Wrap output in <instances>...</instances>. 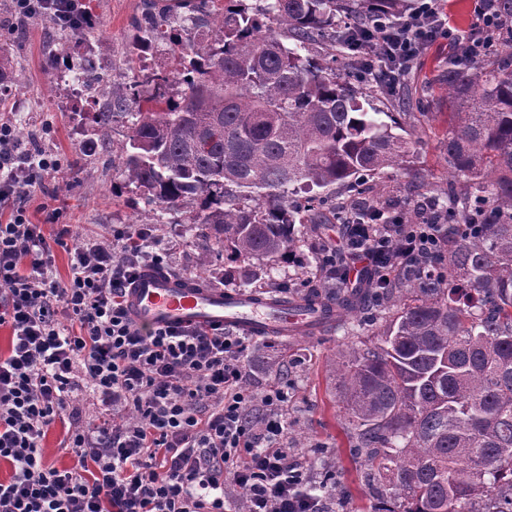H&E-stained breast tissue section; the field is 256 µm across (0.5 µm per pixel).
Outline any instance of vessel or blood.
<instances>
[{
	"instance_id": "obj_1",
	"label": "vessel or blood",
	"mask_w": 512,
	"mask_h": 512,
	"mask_svg": "<svg viewBox=\"0 0 512 512\" xmlns=\"http://www.w3.org/2000/svg\"><path fill=\"white\" fill-rule=\"evenodd\" d=\"M129 314L141 327L195 325L236 329L250 336L313 330L321 307L273 304L237 291L203 288L170 273L146 269L127 296Z\"/></svg>"
}]
</instances>
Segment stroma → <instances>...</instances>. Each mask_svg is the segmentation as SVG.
I'll return each mask as SVG.
<instances>
[{"label": "stroma", "instance_id": "35a3bbf8", "mask_svg": "<svg viewBox=\"0 0 512 512\" xmlns=\"http://www.w3.org/2000/svg\"><path fill=\"white\" fill-rule=\"evenodd\" d=\"M90 8L91 33L76 38L71 55L54 61L49 60L48 49L59 43L60 35L51 23L31 21L16 30L6 23L0 25V31L13 35L8 45L9 64L22 72L20 88L9 97L16 128L24 139L40 134V147L64 161L62 174L48 181L30 202V217L40 224L48 210H57L60 223L71 225L80 237H105L113 224L154 225L171 249L169 272L185 279L199 278L200 241L189 222L188 209L147 213L138 191L124 178V128H114L111 143L95 142L90 121L95 110L92 99L73 91L64 95L49 91L54 70L68 69L80 60L111 66L112 81L117 85L157 68L172 72L179 67L178 56L165 44L148 56L129 54V46L139 35L135 21L142 11L141 0H91ZM455 45L452 39L429 43L407 70L401 86L390 94L379 93L373 80L351 75V82L372 96L377 108L394 113L411 132L407 163L368 179L363 191L366 196L398 198L407 212L427 202L447 207L452 170L444 140L452 106L444 73ZM303 218L297 227L296 251L289 259L275 261L271 278L257 281V288L288 298L299 291L316 294L305 273L319 267L322 247L335 242L337 227L312 223L308 211ZM394 312L388 305L314 334L257 337L244 359L255 389L288 377V437L295 454L305 459L313 472L327 467L336 471L345 488L344 494L329 501V512H372L361 488L362 459L353 452L355 438L336 398L334 364L358 341H378ZM73 406L78 417L58 420L44 441L48 459L61 469L73 464L64 445L77 420L103 418L98 406L85 396H75Z\"/></svg>", "mask_w": 512, "mask_h": 512}]
</instances>
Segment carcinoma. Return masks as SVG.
Listing matches in <instances>:
<instances>
[{"label": "carcinoma", "instance_id": "obj_1", "mask_svg": "<svg viewBox=\"0 0 512 512\" xmlns=\"http://www.w3.org/2000/svg\"><path fill=\"white\" fill-rule=\"evenodd\" d=\"M260 2L184 0V20L211 26L200 45L143 0L149 27L137 25L129 53L167 42L180 69L99 83L104 104L92 116L104 143L126 128L124 173L147 211L193 206L200 263L231 253L243 266L224 278L244 287L296 248L298 194L314 209L325 204L314 188L358 187L411 152L402 126L375 119L336 72L338 48L369 43L381 54L372 21L397 23L404 0ZM315 42L329 53L314 57ZM399 67L388 59L375 73L380 90ZM446 81L457 111L445 151L467 185L448 188L444 212L405 223L442 225L448 253L358 296L332 287L319 300L338 317L399 303L380 342L336 360L363 487L385 505L375 512H512V36L492 64L448 60ZM314 219L393 223L374 199Z\"/></svg>", "mask_w": 512, "mask_h": 512}]
</instances>
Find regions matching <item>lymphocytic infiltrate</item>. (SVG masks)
Here are the masks:
<instances>
[{
  "label": "lymphocytic infiltrate",
  "instance_id": "1",
  "mask_svg": "<svg viewBox=\"0 0 512 512\" xmlns=\"http://www.w3.org/2000/svg\"><path fill=\"white\" fill-rule=\"evenodd\" d=\"M13 15L62 29L91 20L86 0H11ZM388 56L413 63L447 35L434 0H421L401 25L376 18ZM63 161L23 142L0 114V512H229L224 488L245 493L243 512H327L334 486L316 481L288 441V386L256 392L245 337L222 328L138 327L126 296L138 273L165 269L169 251L152 225H111L109 243L77 238L58 212L45 234L27 210ZM432 224H347L325 264L390 280L411 257L439 254ZM70 275L57 276V251ZM89 389L111 423L75 427L58 469L43 442L72 393Z\"/></svg>",
  "mask_w": 512,
  "mask_h": 512
}]
</instances>
